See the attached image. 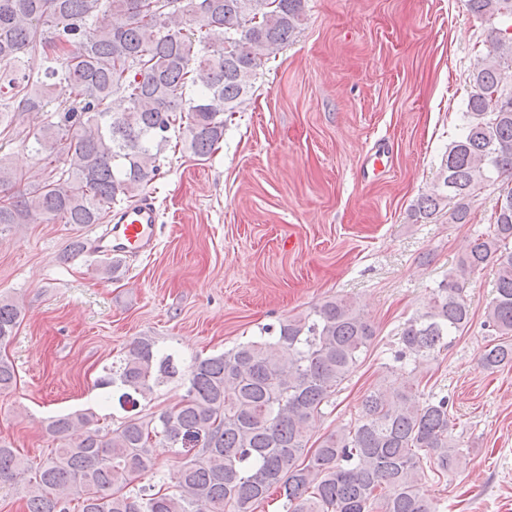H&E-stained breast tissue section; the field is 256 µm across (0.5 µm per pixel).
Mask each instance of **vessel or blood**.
I'll use <instances>...</instances> for the list:
<instances>
[{"mask_svg":"<svg viewBox=\"0 0 512 512\" xmlns=\"http://www.w3.org/2000/svg\"><path fill=\"white\" fill-rule=\"evenodd\" d=\"M159 220L158 211L149 203L122 210L115 216L108 235L100 241L99 253L121 264L130 256L153 252Z\"/></svg>","mask_w":512,"mask_h":512,"instance_id":"1","label":"vessel or blood"}]
</instances>
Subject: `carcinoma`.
Masks as SVG:
<instances>
[{"label":"carcinoma","instance_id":"carcinoma-1","mask_svg":"<svg viewBox=\"0 0 512 512\" xmlns=\"http://www.w3.org/2000/svg\"><path fill=\"white\" fill-rule=\"evenodd\" d=\"M0 0V133L22 114L40 118L32 149L47 172L37 184L0 162V232L37 222L106 224L112 208L146 197L160 156L179 131L191 153L209 155L224 138L258 70L302 25L306 0ZM475 15L512 18V0H467ZM512 29L492 31L477 60L465 123L448 149L441 181L413 205L429 219L454 201L450 219L470 222L482 180L512 176ZM128 107L112 111V98ZM487 266L495 288L483 326L495 335L485 370L512 364V181L502 183L488 230L401 328L396 361L428 359L471 323L469 276ZM22 306L0 298V346L16 333ZM267 336L195 359L183 369L150 337L134 341L101 382L119 405L146 399L180 377L174 407L112 427L74 411L54 419L61 441L29 466L0 440V480L24 483L27 512H256L271 491L284 512H435L421 493L425 469H465L468 450L453 433L448 399L412 385L380 382L354 422L308 448L336 389L362 362L377 331L346 298L264 328ZM17 381L0 356V392ZM84 431L77 441L67 440ZM164 441L192 455L172 489L131 484L154 469Z\"/></svg>","mask_w":512,"mask_h":512}]
</instances>
